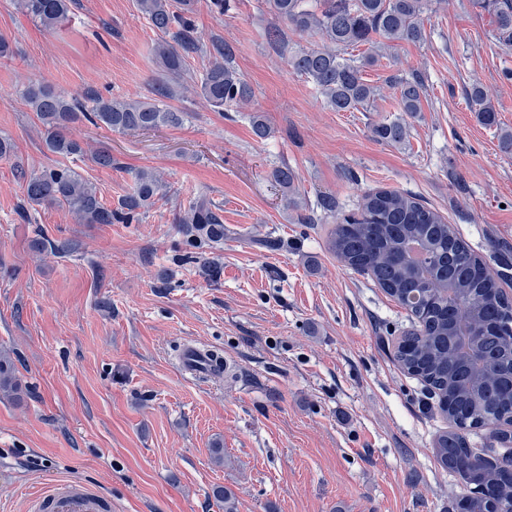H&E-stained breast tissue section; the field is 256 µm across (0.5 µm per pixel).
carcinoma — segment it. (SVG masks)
Segmentation results:
<instances>
[{"instance_id": "carcinoma-1", "label": "carcinoma", "mask_w": 512, "mask_h": 512, "mask_svg": "<svg viewBox=\"0 0 512 512\" xmlns=\"http://www.w3.org/2000/svg\"><path fill=\"white\" fill-rule=\"evenodd\" d=\"M15 7L48 30L61 26L71 0H13ZM267 12L299 32L316 35L320 44L290 51L294 70L312 81L326 106L334 112H352L373 106L379 89L368 84L363 69L373 65L384 51L402 41L425 40L423 18L432 0H264ZM138 11L152 28L171 37L153 47L155 63L166 79L155 83L144 99L104 97L86 93L90 105L68 97L48 86L33 83L22 93L24 102L40 119L46 149L63 157L84 154L80 142L71 137L72 124L85 119L97 128L111 131L152 130L179 126L183 113L167 107L165 100L184 93L187 58L213 51L214 60L194 89L217 112L251 102L249 83L231 64L234 51L225 44L207 46L194 24L195 0H136ZM473 5L492 12L496 31L505 43H512V0H473ZM366 47L359 59L348 51ZM397 111L412 115L421 111L425 85L418 77L398 83ZM472 111L485 125L496 122L495 108L485 89L474 85L468 93ZM255 137L264 140L272 128L259 111L250 115ZM373 135L385 142L400 143L406 137L404 121L377 124ZM94 163L103 168L118 165L106 146L93 150ZM25 201L35 205H58L71 212L80 224L128 223L134 213L153 204L165 184L154 172L141 169L135 174L133 193L116 209L105 206L96 186L69 166L20 173ZM273 178L295 203L296 175L284 166ZM179 223L188 225L196 241L219 243L224 237L223 220L206 197L189 201ZM328 248L351 269L369 275L393 300L412 291L424 301L411 310L418 335L408 336L395 349L402 370L417 371L435 395L447 404L448 430L434 442L438 463L462 480L502 493L498 474L460 469L471 453L465 430L484 429L491 443L512 442V392L507 382L486 372L465 352L451 343L448 304L478 317L488 328L486 346L497 351L509 364L512 352V300L500 290L498 275L458 235L438 211L415 197L380 189L367 193L360 212L334 225ZM0 395L19 402L23 387L10 355L0 351ZM213 496L224 503V512H237L234 493L223 486Z\"/></svg>"}]
</instances>
